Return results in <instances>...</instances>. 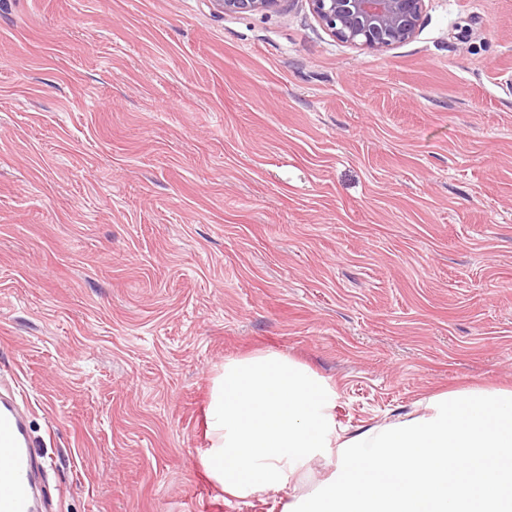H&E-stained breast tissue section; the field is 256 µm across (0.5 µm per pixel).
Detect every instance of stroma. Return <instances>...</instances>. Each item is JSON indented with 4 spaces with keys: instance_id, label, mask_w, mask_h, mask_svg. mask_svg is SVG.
<instances>
[{
    "instance_id": "35a3bbf8",
    "label": "stroma",
    "mask_w": 512,
    "mask_h": 512,
    "mask_svg": "<svg viewBox=\"0 0 512 512\" xmlns=\"http://www.w3.org/2000/svg\"><path fill=\"white\" fill-rule=\"evenodd\" d=\"M359 50L306 0H0V377L49 512H282L199 456L230 357L355 432L512 388V0ZM224 13L266 12L277 6L280 0H214Z\"/></svg>"
}]
</instances>
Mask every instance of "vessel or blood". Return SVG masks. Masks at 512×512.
I'll list each match as a JSON object with an SVG mask.
<instances>
[{
  "instance_id": "vessel-or-blood-1",
  "label": "vessel or blood",
  "mask_w": 512,
  "mask_h": 512,
  "mask_svg": "<svg viewBox=\"0 0 512 512\" xmlns=\"http://www.w3.org/2000/svg\"><path fill=\"white\" fill-rule=\"evenodd\" d=\"M35 462L24 418L14 397L0 399V512H38Z\"/></svg>"
}]
</instances>
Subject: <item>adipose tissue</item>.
<instances>
[{
  "instance_id": "ef3b65f1",
  "label": "adipose tissue",
  "mask_w": 512,
  "mask_h": 512,
  "mask_svg": "<svg viewBox=\"0 0 512 512\" xmlns=\"http://www.w3.org/2000/svg\"><path fill=\"white\" fill-rule=\"evenodd\" d=\"M337 398L286 354L226 359L207 407L205 469L238 499L292 489L283 512H512V389L433 395L408 418L353 434L336 422ZM320 460L336 467L311 480Z\"/></svg>"
}]
</instances>
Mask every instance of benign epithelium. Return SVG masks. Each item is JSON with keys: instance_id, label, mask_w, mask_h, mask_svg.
Returning <instances> with one entry per match:
<instances>
[{"instance_id": "7a95c632", "label": "benign epithelium", "mask_w": 512, "mask_h": 512, "mask_svg": "<svg viewBox=\"0 0 512 512\" xmlns=\"http://www.w3.org/2000/svg\"><path fill=\"white\" fill-rule=\"evenodd\" d=\"M226 13L266 12L280 0H214ZM426 0H308L333 37L358 49L383 51L411 41L423 24Z\"/></svg>"}]
</instances>
